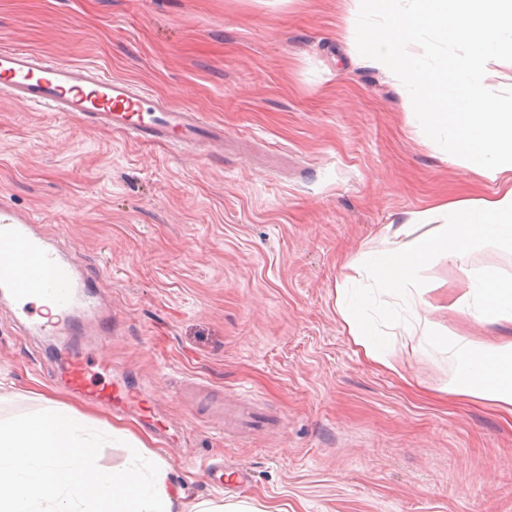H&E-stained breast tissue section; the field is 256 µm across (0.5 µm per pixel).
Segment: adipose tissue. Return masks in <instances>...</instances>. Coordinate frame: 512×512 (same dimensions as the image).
Segmentation results:
<instances>
[{
	"instance_id": "1",
	"label": "adipose tissue",
	"mask_w": 512,
	"mask_h": 512,
	"mask_svg": "<svg viewBox=\"0 0 512 512\" xmlns=\"http://www.w3.org/2000/svg\"><path fill=\"white\" fill-rule=\"evenodd\" d=\"M341 37L369 65L393 78L412 125L432 135L440 160L496 183L489 196L463 195L386 225L379 247L346 261L336 280V313L370 364L400 373L397 337L447 354L450 390L460 400L512 417V337L480 342L421 316L431 287L423 272L438 262L463 272L447 309L458 318L512 326V274L473 267L475 252L512 259V111L487 91V64L512 57V0H343ZM454 40L464 54L435 63L412 54L424 34ZM127 451L122 467L101 464L104 439ZM0 512H262L247 500L187 499L170 467L130 429L98 430L76 410L48 401L38 413L0 421Z\"/></svg>"
}]
</instances>
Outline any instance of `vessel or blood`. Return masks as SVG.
I'll return each instance as SVG.
<instances>
[{
  "label": "vessel or blood",
  "mask_w": 512,
  "mask_h": 512,
  "mask_svg": "<svg viewBox=\"0 0 512 512\" xmlns=\"http://www.w3.org/2000/svg\"><path fill=\"white\" fill-rule=\"evenodd\" d=\"M53 114L100 122L140 141L193 143L204 128L200 115L162 103L155 95L134 90L126 81L97 68L56 64L24 49L0 50V91ZM0 288L16 303L30 298L51 303L63 322L91 311L92 285L63 248L49 245L26 214L0 201ZM64 383L71 391L102 404L146 410V395L127 383L97 384L83 357L72 356Z\"/></svg>",
  "instance_id": "obj_1"
}]
</instances>
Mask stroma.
Listing matches in <instances>:
<instances>
[{"mask_svg":"<svg viewBox=\"0 0 512 512\" xmlns=\"http://www.w3.org/2000/svg\"><path fill=\"white\" fill-rule=\"evenodd\" d=\"M342 0H0V49L90 65L224 139L135 142L0 95V200L96 283L78 335L0 298V420L51 398L132 427L188 497L268 512H512V422L449 392L446 355L366 364L337 265L430 201L492 195L442 164L394 81L339 36ZM87 347L150 418L70 393Z\"/></svg>","mask_w":512,"mask_h":512,"instance_id":"1","label":"stroma"}]
</instances>
